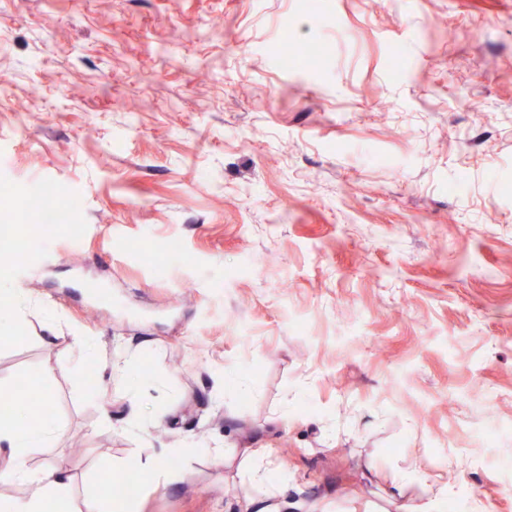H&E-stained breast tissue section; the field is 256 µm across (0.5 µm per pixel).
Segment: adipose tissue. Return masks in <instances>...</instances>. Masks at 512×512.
I'll return each instance as SVG.
<instances>
[{
	"label": "adipose tissue",
	"mask_w": 512,
	"mask_h": 512,
	"mask_svg": "<svg viewBox=\"0 0 512 512\" xmlns=\"http://www.w3.org/2000/svg\"><path fill=\"white\" fill-rule=\"evenodd\" d=\"M60 432L54 419L42 420L34 427L14 410L0 423V477L30 487L24 498L0 503V512H46L48 503H63L69 486L68 474L55 468L32 472L24 462L27 449L43 447Z\"/></svg>",
	"instance_id": "obj_1"
}]
</instances>
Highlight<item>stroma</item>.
<instances>
[{
    "label": "stroma",
    "instance_id": "obj_1",
    "mask_svg": "<svg viewBox=\"0 0 512 512\" xmlns=\"http://www.w3.org/2000/svg\"><path fill=\"white\" fill-rule=\"evenodd\" d=\"M44 187L0 399L72 512L179 437L133 512H512V0H0V230ZM53 203V199L46 197L41 191H33L27 199L28 217L30 225L36 229L47 227L43 216L48 213V206ZM88 364H93L95 366L96 377L99 380L104 379L105 374H107L110 380H112L114 376L126 377V379L129 378L124 368L112 364H107L103 367L97 363L96 359L92 355H86L72 367V375L75 380L80 381L81 378H83ZM192 447L186 440H176L169 448L165 449L161 458H152L145 462L139 461L138 466L147 474L161 473L166 478L175 477L176 469L171 465V462L175 459L183 458L197 449Z\"/></svg>",
    "mask_w": 512,
    "mask_h": 512
}]
</instances>
